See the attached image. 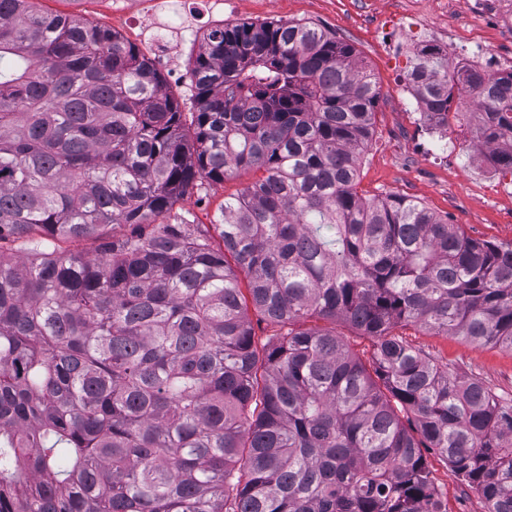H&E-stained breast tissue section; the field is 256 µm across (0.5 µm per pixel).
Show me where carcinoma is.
Masks as SVG:
<instances>
[{
	"label": "carcinoma",
	"mask_w": 512,
	"mask_h": 512,
	"mask_svg": "<svg viewBox=\"0 0 512 512\" xmlns=\"http://www.w3.org/2000/svg\"><path fill=\"white\" fill-rule=\"evenodd\" d=\"M189 74L187 112L116 32L0 0V512H433L424 448L512 512V392L397 333L512 351V240L358 193L379 91L321 27L215 26ZM409 76L445 125L480 91L512 174V70L426 45ZM241 170L262 176L224 198L222 247L156 223ZM86 239L100 257L62 248ZM336 334L340 335L355 353L363 359L367 358L372 347L371 338L360 336L357 331L339 323H336Z\"/></svg>",
	"instance_id": "1"
}]
</instances>
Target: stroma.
<instances>
[{
	"label": "stroma",
	"mask_w": 512,
	"mask_h": 512,
	"mask_svg": "<svg viewBox=\"0 0 512 512\" xmlns=\"http://www.w3.org/2000/svg\"><path fill=\"white\" fill-rule=\"evenodd\" d=\"M183 3V10L172 14L170 22L185 27V36L196 50L203 35L214 26L243 21H310L351 43L379 89L374 133L360 166L359 194L406 196L449 223L461 225L471 237L512 240V187L492 194L479 176L489 158L476 148L474 101L461 94L455 96L449 110V131L437 143L426 134L419 110L408 107L405 81L412 54L391 53L381 39L382 27L406 26L401 0H226L220 16L213 14L207 0ZM34 6L44 12L88 18L144 52L154 39V28L129 22L139 13L138 0H34ZM453 23L463 38L469 39L470 50L512 57V41L499 36L484 17L464 10L454 16ZM257 177V172L247 171L221 183L190 187L169 218L193 225L195 233L220 245L214 223L225 196ZM405 334L435 365L458 380L478 379L494 391H512V352L437 336L419 327L406 329ZM424 456L448 512H484L476 488L461 481L436 452L428 450Z\"/></svg>",
	"instance_id": "1"
}]
</instances>
